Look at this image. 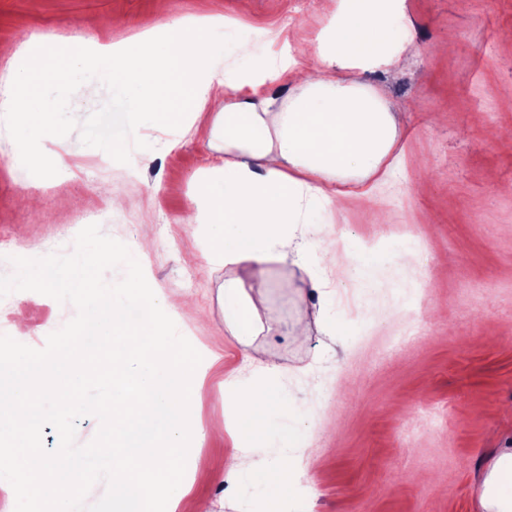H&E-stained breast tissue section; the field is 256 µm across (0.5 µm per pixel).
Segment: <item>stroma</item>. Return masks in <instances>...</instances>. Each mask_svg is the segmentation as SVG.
I'll return each mask as SVG.
<instances>
[{"label":"stroma","mask_w":512,"mask_h":512,"mask_svg":"<svg viewBox=\"0 0 512 512\" xmlns=\"http://www.w3.org/2000/svg\"><path fill=\"white\" fill-rule=\"evenodd\" d=\"M326 7L327 0H41L34 13L29 0H0V45L18 46L44 32L70 35L74 17L93 19L81 32L92 48L117 13L126 20V37L163 16L219 14L241 24L226 43L244 40L259 53L264 31L298 22L317 31ZM407 12L418 53L407 55L399 74L369 71L360 79L403 103L397 120L408 132L404 152L423 157L431 176L420 182L405 159L396 161L369 196L352 195L326 225L356 263L377 259L380 283L368 291L329 272L335 335L316 330L304 343L291 340L301 304L318 303L320 292L295 265H271L258 310L263 323L279 329L264 339L276 354L273 375L264 360L245 358L224 329L219 294L227 274L200 256L215 228L184 221L199 196L200 173L217 152L196 140L172 148L160 133L150 144L155 162L130 180L126 160L143 147L140 130H130L124 156H113L101 134L120 117L118 106L107 93L83 100L75 85L70 98L80 103L84 123L68 129L67 140L84 143V151L65 155L50 143L18 162L14 128L21 116L0 112V238L8 239L12 255L45 256L71 204L83 200L107 209L104 234L130 247L145 230L155 240L141 260L145 277L179 308L177 329L202 357L193 419L207 435L190 444L180 512H193L199 498L213 512L267 510L249 478L229 492L214 479L234 454L231 436L213 431L230 405L229 378L273 386L290 401L286 437L252 449L245 465L287 446H309L302 467L281 477L289 489L282 512H477L481 474L496 449L512 448V417L505 413L512 407V195L502 191L512 184V141L503 136L512 129V112L499 107L512 99V41L502 36L512 30V0H407ZM47 184L57 192L42 196V217L32 220L20 199ZM116 192L129 200L119 212L111 209ZM382 209L389 225L375 221ZM399 224L420 227L429 252L426 306L437 315L422 316L417 344L382 365L377 355L398 325L396 309L416 286L405 272L412 246L396 232ZM72 317L33 291L0 299V334L25 323L36 349ZM322 378L346 380L349 388L328 398L317 388ZM323 407L337 426L319 425Z\"/></svg>","instance_id":"stroma-1"}]
</instances>
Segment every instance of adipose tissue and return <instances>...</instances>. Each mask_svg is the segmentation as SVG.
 <instances>
[{
  "instance_id": "adipose-tissue-1",
  "label": "adipose tissue",
  "mask_w": 512,
  "mask_h": 512,
  "mask_svg": "<svg viewBox=\"0 0 512 512\" xmlns=\"http://www.w3.org/2000/svg\"><path fill=\"white\" fill-rule=\"evenodd\" d=\"M87 24L73 19V34L63 41L48 32L0 49L6 63L0 112L25 115L16 157L83 124V112L69 103L78 74L86 97L111 88L138 128L175 126L182 137L223 146L221 163L204 171L203 209L190 221L226 228L205 258L229 273L221 294L224 328L245 357L261 352L258 336L277 333L262 323L256 304L267 287V264L291 259L312 274L325 262L342 266L345 278L365 288L376 287L370 264L321 259L314 248H301L290 227L312 223V210L338 211L350 194L368 195L402 156L399 103L359 75L397 72L414 48L406 0H333L317 34L295 32L281 48L277 34L269 33L268 52L225 73L218 70L222 18L192 23L164 17L137 41H106L91 54L79 34ZM296 49L310 53V67L298 66ZM268 392L262 386L238 393L229 432L239 450L265 438L274 415L287 413V398L270 405ZM287 462L283 453L251 469L269 512H278L285 495L276 476ZM482 486L480 512H512V449L494 456Z\"/></svg>"
}]
</instances>
